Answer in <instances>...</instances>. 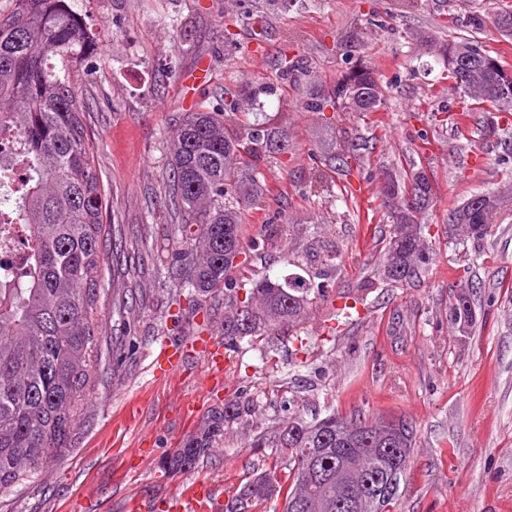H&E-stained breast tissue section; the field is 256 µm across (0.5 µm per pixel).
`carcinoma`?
<instances>
[{
    "mask_svg": "<svg viewBox=\"0 0 512 512\" xmlns=\"http://www.w3.org/2000/svg\"><path fill=\"white\" fill-rule=\"evenodd\" d=\"M479 31L494 29L512 37V6L491 0L487 11L471 18ZM93 42L66 0H13L0 17V145L10 160H0V247L16 245L23 263L20 281L0 279V490L33 483L42 468L71 447L76 425L102 366V332L107 308L115 317L112 365L122 364L133 349L127 336L126 293L105 286L103 242L119 230L104 224L105 187L96 167L94 145L82 117L81 84ZM471 55L486 68L482 86L461 84L465 95L487 112L512 107V69L461 37L441 51L444 69L455 79L460 55ZM292 60L281 63L279 80L256 82L247 91L253 102L288 88L295 76ZM242 93L224 88V104H201L172 132L168 196L182 216L174 231L181 248H167L160 263L177 267L178 296L207 298L224 292V350L237 352L250 336L277 340L280 329L300 325L307 311L326 301L321 284L305 282L295 291L286 282L263 276L252 281L245 299L242 285L229 272L238 255H262L265 240L245 237L241 204L264 195V160L288 147V131L268 120L240 118ZM382 90L362 62L340 72L333 84L309 91L308 112L379 110ZM335 161L316 167L321 181L330 172L350 169L357 145L342 137ZM385 206L394 223L384 256L387 280L409 282L429 261L421 220L434 199L423 168L387 169ZM501 193L480 192L452 210L458 227L452 238L479 224L482 239L499 223ZM459 323L469 325L472 308L460 290L452 304ZM246 396L215 411L205 428L192 435L167 464L175 473L192 471L216 439L242 414L252 410ZM395 415L360 418L330 413L306 418L298 411L281 424L254 435L250 448H278L288 456V474L255 477L225 504L224 512H267L272 497L282 498V512H392L400 485L376 498L362 495L365 483L389 480L394 463L399 481L411 468L417 428L379 426Z\"/></svg>",
    "mask_w": 512,
    "mask_h": 512,
    "instance_id": "carcinoma-1",
    "label": "carcinoma"
}]
</instances>
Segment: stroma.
<instances>
[{
    "label": "stroma",
    "mask_w": 512,
    "mask_h": 512,
    "mask_svg": "<svg viewBox=\"0 0 512 512\" xmlns=\"http://www.w3.org/2000/svg\"><path fill=\"white\" fill-rule=\"evenodd\" d=\"M97 51L83 83L84 122L107 195L106 221L120 227L123 261H105V279L129 288L133 356L120 372L104 366L70 453L35 483L0 491V512H158L180 485L201 479L229 499L270 467L288 469L273 449L249 447L253 435L297 410L413 420L419 442L402 483L398 512H512V224L484 239L448 238V213L472 194L512 186V111L471 108L450 87L434 43L476 36L512 68V37L473 33L485 0H67ZM302 62L288 94L263 97V112L288 131L287 152L264 166L263 198L244 205L247 237L267 249L244 277L323 279L330 301L312 307L295 342L261 356L244 346L228 356L223 390L199 401L206 372L189 362L155 378L156 344L210 329L222 337L224 297L194 304L172 299L146 251L179 223L167 205V137L197 104H216L225 86L276 78L282 56ZM381 79L385 101L374 117L307 112L301 97L354 62ZM210 81L186 87L198 63ZM364 148L349 176L313 182L321 158L340 151L338 129ZM379 166L424 168L434 187L425 213L432 255L412 282L392 286L383 251L393 231L381 206ZM362 190L359 209L338 200L343 184ZM336 269L320 277L321 263ZM368 281L365 302L337 320L333 299ZM472 284L473 322L459 328L450 303ZM248 393L254 413L230 424L195 470L171 475V454L215 410Z\"/></svg>",
    "instance_id": "stroma-1"
}]
</instances>
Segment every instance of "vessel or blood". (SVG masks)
Returning a JSON list of instances; mask_svg holds the SVG:
<instances>
[{
  "label": "vessel or blood",
  "instance_id": "vessel-or-blood-1",
  "mask_svg": "<svg viewBox=\"0 0 512 512\" xmlns=\"http://www.w3.org/2000/svg\"><path fill=\"white\" fill-rule=\"evenodd\" d=\"M190 359L206 363L209 381H222L224 352L217 339L206 332L178 344L161 341L152 361L154 373L160 377L178 373ZM171 509L172 512H217L218 504L208 484L196 482L183 489Z\"/></svg>",
  "mask_w": 512,
  "mask_h": 512
}]
</instances>
